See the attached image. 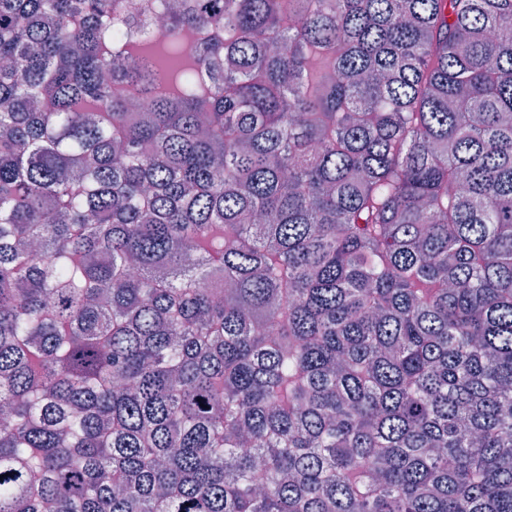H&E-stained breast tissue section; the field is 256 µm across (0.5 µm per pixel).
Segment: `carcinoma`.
I'll return each mask as SVG.
<instances>
[{"label":"carcinoma","mask_w":512,"mask_h":512,"mask_svg":"<svg viewBox=\"0 0 512 512\" xmlns=\"http://www.w3.org/2000/svg\"><path fill=\"white\" fill-rule=\"evenodd\" d=\"M1 414L0 512H512V0H0Z\"/></svg>","instance_id":"carcinoma-1"}]
</instances>
